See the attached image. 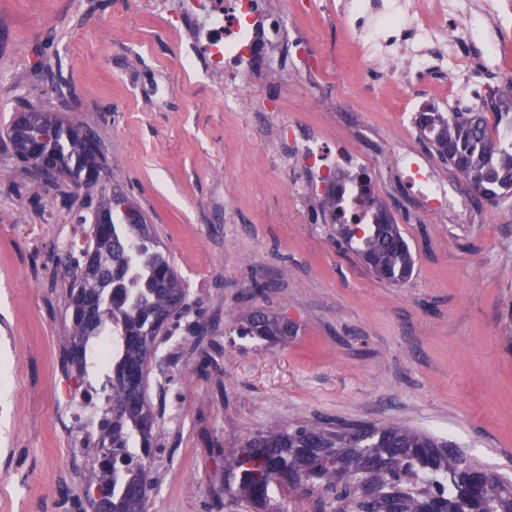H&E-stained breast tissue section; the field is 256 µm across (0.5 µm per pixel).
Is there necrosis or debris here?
Masks as SVG:
<instances>
[{"label":"necrosis or debris","mask_w":512,"mask_h":512,"mask_svg":"<svg viewBox=\"0 0 512 512\" xmlns=\"http://www.w3.org/2000/svg\"><path fill=\"white\" fill-rule=\"evenodd\" d=\"M366 13L365 0H336V16L361 15L354 39L368 69H376L385 49L402 44L393 78L434 70L439 59L430 46L437 38L458 45L474 35L462 18L449 15L447 0H376ZM143 9L166 22L180 40L181 76L188 81H210L224 92L228 109L239 111L253 81L275 69L282 46L293 50L289 66L302 71L307 63V42L289 36L281 16L268 0H141ZM282 145L312 174L318 192L331 196L338 185H350L366 170L362 155L337 149L327 155L313 138L296 130L282 132ZM385 164L407 175L425 206L458 214L462 200L448 193L446 178L428 163L404 159L394 149L383 155Z\"/></svg>","instance_id":"necrosis-or-debris-1"}]
</instances>
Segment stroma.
Returning a JSON list of instances; mask_svg holds the SVG:
<instances>
[{"label":"stroma","instance_id":"stroma-1","mask_svg":"<svg viewBox=\"0 0 512 512\" xmlns=\"http://www.w3.org/2000/svg\"><path fill=\"white\" fill-rule=\"evenodd\" d=\"M274 2L307 40L311 66L255 81L254 111L233 112L190 82L159 103L139 97L144 82L177 79L178 46L137 0H0V512H89L91 502V467L63 419L94 376L64 362L89 227L69 182L34 188L7 151L23 102L95 133L108 165L92 199L117 191L140 208L200 325L195 335L173 326L149 363L147 393L165 408L149 512H216L224 463L212 445L273 425L395 423L512 468V195L487 203L438 163L467 204L466 223L453 224L377 161L396 141L431 158L404 124L413 101L462 112L454 82L475 95L512 88V26L483 21L503 72L470 47L465 78L449 68L392 84L364 69L323 0ZM288 126L364 154L410 244L409 280H378L321 197L292 193L310 177L278 151ZM257 306L288 317L296 335H241L242 312Z\"/></svg>","mask_w":512,"mask_h":512}]
</instances>
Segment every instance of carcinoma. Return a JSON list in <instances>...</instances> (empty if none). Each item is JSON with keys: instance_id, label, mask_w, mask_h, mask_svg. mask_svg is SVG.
<instances>
[{"instance_id": "carcinoma-1", "label": "carcinoma", "mask_w": 512, "mask_h": 512, "mask_svg": "<svg viewBox=\"0 0 512 512\" xmlns=\"http://www.w3.org/2000/svg\"><path fill=\"white\" fill-rule=\"evenodd\" d=\"M489 95L470 112L416 113L424 142L465 183L496 200L512 192V102L502 108ZM496 117V137L487 113ZM21 114L10 133L15 154L28 159L26 139L42 137L66 176L82 181L104 169L98 138L79 126L57 122L33 127ZM351 207L372 224H342L339 233L377 278L407 279L414 268L410 245L371 182L359 183ZM83 265L69 289L72 308L66 360L80 368L106 325L112 348L105 351L111 374V408L101 422V468L90 475L96 512H147L151 458L162 411L145 390L150 359L169 337L167 324L187 308L182 279L170 255L140 210L114 192L96 208ZM244 334L266 342H286L292 322L266 309L244 314ZM224 457V498L268 512L284 488H301L324 512H512V476L468 456L445 438L398 424L358 422L273 425L249 435L237 448H217Z\"/></svg>"}]
</instances>
